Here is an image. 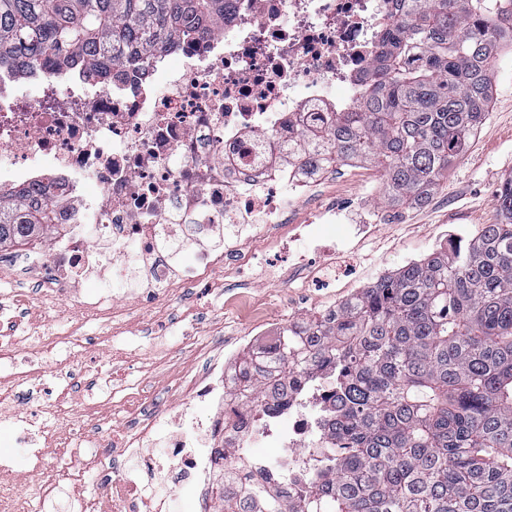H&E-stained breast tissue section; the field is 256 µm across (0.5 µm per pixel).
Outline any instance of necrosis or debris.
I'll return each mask as SVG.
<instances>
[{
    "instance_id": "obj_1",
    "label": "necrosis or debris",
    "mask_w": 512,
    "mask_h": 512,
    "mask_svg": "<svg viewBox=\"0 0 512 512\" xmlns=\"http://www.w3.org/2000/svg\"><path fill=\"white\" fill-rule=\"evenodd\" d=\"M392 0H227L223 33L178 48L179 67L167 56L145 60L142 70L112 68L107 82L82 74L43 79L37 96L19 102L0 96V186L43 189L54 211L49 238L25 249L29 287L11 288L0 311L16 314L73 300L83 321L111 322L142 307H163L174 288L196 283L221 287L219 272L242 281L255 270L276 276L264 250L270 236L281 252L298 241L311 251L292 254L314 288L340 287L348 275L355 238L373 234L355 224L329 241L309 225L285 218L287 201L311 195L325 176L305 160H287L303 129L325 127L331 113L350 111L376 46L394 21ZM266 215L256 227L257 215ZM193 255L180 263L172 248ZM95 293H86L89 282ZM132 283L118 295L114 285ZM227 355L219 376L195 377L182 409L157 437V414L143 410L140 394L128 407L137 422L117 440L153 480L151 494L121 463L88 457L99 425L85 397L87 385L68 365L66 401L84 420L64 413L46 422L44 409H15L13 390L0 393V414L14 417V440L25 448L37 496L28 498L0 463V512H37L71 488L72 512H162L163 492L195 490L212 496L220 470L238 482L254 477L280 495L296 494L317 472L326 443L320 426L325 393L297 382L288 389V428L277 418L236 409L216 382L233 376ZM58 449L46 459L41 441ZM259 444L276 458L253 454ZM101 472L83 495L90 468Z\"/></svg>"
}]
</instances>
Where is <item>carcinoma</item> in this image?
<instances>
[{"label":"carcinoma","mask_w":512,"mask_h":512,"mask_svg":"<svg viewBox=\"0 0 512 512\" xmlns=\"http://www.w3.org/2000/svg\"><path fill=\"white\" fill-rule=\"evenodd\" d=\"M226 0H0V73L34 80L114 65L224 31ZM354 111L307 134L329 164L380 169L385 203H423L482 123L493 56L512 49V0H403ZM500 221L453 253L384 275L304 338L285 328L238 360L235 399L277 414L298 374L330 405L318 474L295 499L256 483L224 512H512V179ZM44 199L0 187V246L43 236Z\"/></svg>","instance_id":"1"}]
</instances>
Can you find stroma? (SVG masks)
<instances>
[{
    "label": "stroma",
    "mask_w": 512,
    "mask_h": 512,
    "mask_svg": "<svg viewBox=\"0 0 512 512\" xmlns=\"http://www.w3.org/2000/svg\"><path fill=\"white\" fill-rule=\"evenodd\" d=\"M489 112L463 154L449 167L429 200L422 205H389L381 198L380 173L366 168L343 170L327 181L318 196L304 205H289L291 222L316 223L317 215L336 199L354 200L355 208L339 215L341 224H374L377 232L357 247L355 286L365 288L384 274L420 259L438 248L447 234L472 232L494 224L499 214L494 203L502 183L512 178V53L495 57ZM247 293L264 313L269 332H277L293 317L340 301L339 288L307 287L303 278L288 274L278 280L262 276L248 283L225 274L222 292L208 285L179 289L161 312L135 316L132 330L82 323L70 300L57 301L43 311L51 330L68 335L63 357L92 385V398L103 414L102 430L112 437L132 425L124 403L126 395L142 392L149 409L176 412L184 377L206 370L220 349L237 347L248 335L251 320L225 306L226 297ZM98 339L96 350L87 336ZM121 351L122 376L109 380L106 358Z\"/></svg>",
    "instance_id": "stroma-1"
}]
</instances>
